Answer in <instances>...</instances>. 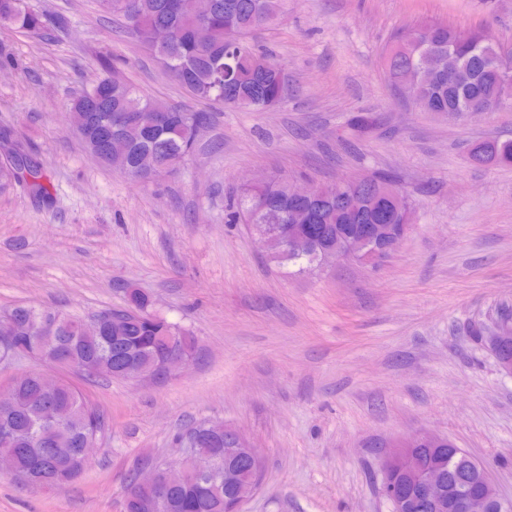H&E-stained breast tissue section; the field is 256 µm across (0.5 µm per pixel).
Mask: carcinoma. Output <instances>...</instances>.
I'll use <instances>...</instances> for the list:
<instances>
[{
    "label": "carcinoma",
    "mask_w": 512,
    "mask_h": 512,
    "mask_svg": "<svg viewBox=\"0 0 512 512\" xmlns=\"http://www.w3.org/2000/svg\"><path fill=\"white\" fill-rule=\"evenodd\" d=\"M167 0H98L104 13L121 19L126 33L158 57L167 72L194 97L223 105L227 109L263 112L281 102L287 87L282 65L247 40L251 32L278 25L284 16L285 0H214L209 12L197 18L208 33L196 38L194 29L171 13ZM145 24L168 26L172 41L161 49L148 47L142 39ZM0 25L38 33L43 28L39 15L27 0H0ZM504 51L482 41L475 32H456L443 24H429L398 33L385 56L390 84L411 86L412 99L425 112H448L471 116L493 112L502 96V77L492 60ZM462 74L459 82L448 80V61ZM69 119L87 152L100 164L142 182L153 181L177 170L194 151L191 141L195 113L153 99L131 84L114 77L98 78L82 89L69 104ZM376 118L358 114L347 127L359 137L367 135ZM484 148L490 159L512 163V140H491L473 149ZM41 201L49 192L40 164L0 161V190L27 186ZM290 182L272 179L262 188L248 187L230 205L228 221L244 220L256 235L272 225L288 223ZM313 224L326 225L320 243L299 252H290L281 241H272L268 255L279 264H292L305 272L316 267L315 251L336 244V235L349 231L352 220L365 214L377 224H403L413 214L408 195L387 176L360 180L358 190L341 194L336 186L323 185L313 201ZM128 308L106 323L103 332L89 335L87 319L48 308L17 305L0 311V336H28L41 360L52 361L60 353L90 369L104 365L117 368L115 355L123 352L145 374L152 373L157 336H175L179 345L195 348L189 332L168 322L151 310L147 297L129 291ZM16 407L0 410V454L14 461L15 480L32 487H60L82 473L77 454L84 437L101 435L102 411L65 382L47 391L35 377L14 388ZM52 403L55 419L44 421L43 407ZM206 441L198 451L206 456L224 448V431L199 424ZM207 475L186 473L181 484L165 491L174 512H225L224 502L231 490L220 494L208 490ZM148 492L129 486L125 512H148Z\"/></svg>",
    "instance_id": "cac0c4a2"
}]
</instances>
